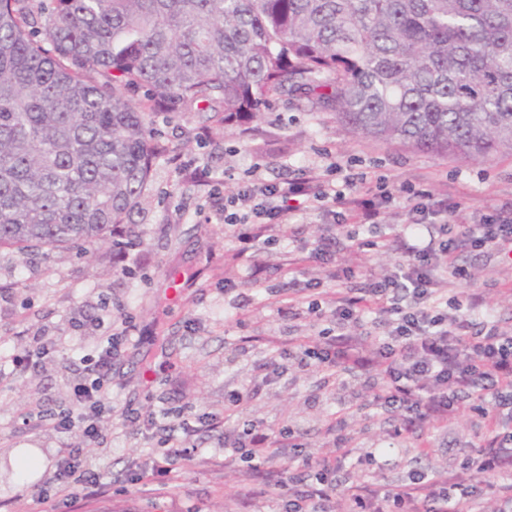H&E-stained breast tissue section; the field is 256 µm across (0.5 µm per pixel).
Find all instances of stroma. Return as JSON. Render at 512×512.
I'll return each mask as SVG.
<instances>
[{
    "instance_id": "stroma-1",
    "label": "stroma",
    "mask_w": 512,
    "mask_h": 512,
    "mask_svg": "<svg viewBox=\"0 0 512 512\" xmlns=\"http://www.w3.org/2000/svg\"><path fill=\"white\" fill-rule=\"evenodd\" d=\"M153 132L172 152L155 162L138 209L106 241L87 250L24 256L0 249V355L31 346L37 336L57 342L54 357L37 372L0 379V512H284L280 499L252 494L263 473L224 457V438L234 430L222 421L224 396L243 388L250 396L240 423L272 430L287 423L300 436V447L281 448L265 471L332 451L337 436L352 451L346 467L355 480L386 490L400 488L416 470H460L482 437L478 411L408 432L397 415L372 407L380 376L354 370L337 386L292 358L280 359L276 374H268L272 357L290 338L317 337L332 325L329 316L308 315L301 305L280 308L274 292L289 254L316 244L331 218L296 215L278 245L256 242L241 258L216 219L223 196L210 195L187 170L239 177L258 161L264 176L279 184L320 163L328 149L342 173L382 177L395 188L382 219L383 233L394 234L406 222V197L398 192L405 182L458 202L457 224L512 208V153L471 160L364 138L342 128L301 90L278 95L246 133L205 127L193 112L155 116ZM458 262L469 278L449 281V295L479 294L512 333V264L487 250L465 251ZM125 315L136 331L112 361V412L100 423L99 443L86 453L103 472L104 485L94 492L60 491L52 481L55 461L78 439L54 430L47 418L65 401L84 357L103 335L101 319ZM341 407L350 413L329 434V416ZM130 408L146 414L180 410L190 420L206 413L220 423L183 435L189 460L167 476V488L154 492L132 484L131 477L161 457L162 449L154 431L125 424ZM27 410L42 413L43 421L25 419ZM19 448L45 459L39 477L24 485L15 473Z\"/></svg>"
}]
</instances>
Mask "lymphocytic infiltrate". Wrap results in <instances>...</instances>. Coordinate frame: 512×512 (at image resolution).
I'll return each mask as SVG.
<instances>
[{"instance_id": "obj_1", "label": "lymphocytic infiltrate", "mask_w": 512, "mask_h": 512, "mask_svg": "<svg viewBox=\"0 0 512 512\" xmlns=\"http://www.w3.org/2000/svg\"><path fill=\"white\" fill-rule=\"evenodd\" d=\"M335 174L331 164L322 175L277 185L253 170L224 195V229L239 254H247L266 231L282 228L300 210L331 213L340 208L354 212L372 232L368 238L349 236V251L394 249L401 255L396 270L377 279L362 266L339 267L335 238L308 251V260L325 265L331 281L357 276L365 286L355 293H337L329 337L297 341L301 364L337 380L353 369L379 371L384 385L374 395V406L399 412L410 428L446 421L473 401L491 406L483 414L484 442L470 455L465 475L442 478L417 472L405 486L386 493L358 482L348 489L350 512H477L486 487L495 490L497 512H512V483L496 482L499 475L512 472V335L491 320L475 326L470 311L478 305V295L452 299L442 287L446 278L466 277L456 258L461 249L491 248L512 256V211L495 212L456 230L450 219L457 203L434 200L406 184L402 191L410 201L408 224L403 232L380 235L376 229L382 222L381 205L391 198V189L362 174L346 175L338 185ZM367 311L383 316L387 330L365 351L350 326ZM132 330V325H123L119 336ZM119 336L107 337L85 375L71 386V408L53 422L58 432L78 433L82 442L57 458L53 481L58 488L95 489L101 484L81 448L99 436ZM346 457L341 447L334 455L318 457L303 479L278 472L263 482L260 492L287 499L288 512H334L336 475Z\"/></svg>"}]
</instances>
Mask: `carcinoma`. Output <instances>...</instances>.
Segmentation results:
<instances>
[{"label": "carcinoma", "mask_w": 512, "mask_h": 512, "mask_svg": "<svg viewBox=\"0 0 512 512\" xmlns=\"http://www.w3.org/2000/svg\"><path fill=\"white\" fill-rule=\"evenodd\" d=\"M297 89L365 138L512 152V0H0V247L124 223L157 107L227 128Z\"/></svg>", "instance_id": "cac0c4a2"}]
</instances>
